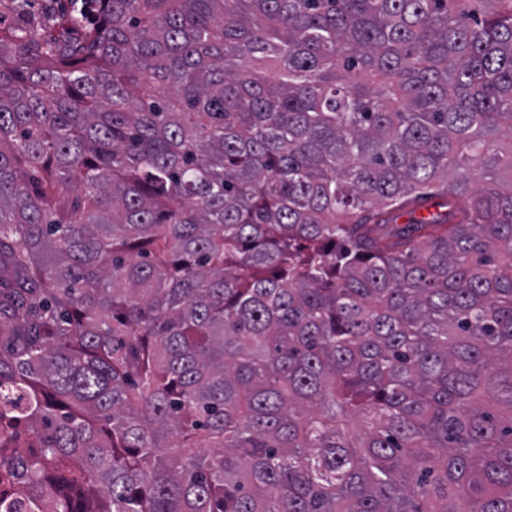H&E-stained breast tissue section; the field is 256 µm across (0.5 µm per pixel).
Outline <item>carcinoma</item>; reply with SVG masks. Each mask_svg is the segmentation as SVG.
Returning a JSON list of instances; mask_svg holds the SVG:
<instances>
[{
	"mask_svg": "<svg viewBox=\"0 0 512 512\" xmlns=\"http://www.w3.org/2000/svg\"><path fill=\"white\" fill-rule=\"evenodd\" d=\"M45 10L0 512H512V0Z\"/></svg>",
	"mask_w": 512,
	"mask_h": 512,
	"instance_id": "obj_1",
	"label": "carcinoma"
}]
</instances>
